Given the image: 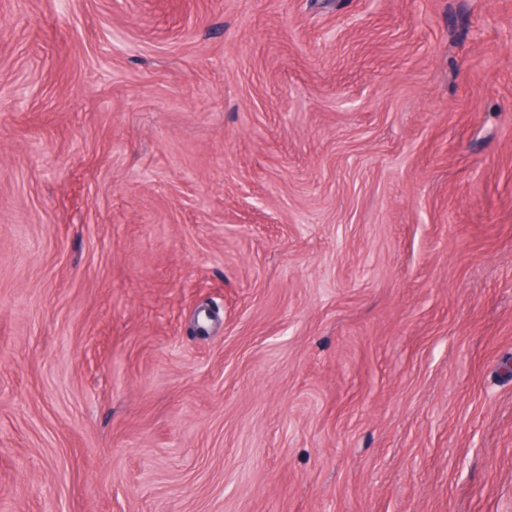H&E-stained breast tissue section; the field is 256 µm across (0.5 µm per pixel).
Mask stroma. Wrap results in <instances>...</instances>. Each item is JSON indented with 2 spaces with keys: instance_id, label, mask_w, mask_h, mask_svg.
<instances>
[{
  "instance_id": "35a3bbf8",
  "label": "stroma",
  "mask_w": 512,
  "mask_h": 512,
  "mask_svg": "<svg viewBox=\"0 0 512 512\" xmlns=\"http://www.w3.org/2000/svg\"><path fill=\"white\" fill-rule=\"evenodd\" d=\"M0 512H512V0H0Z\"/></svg>"
}]
</instances>
